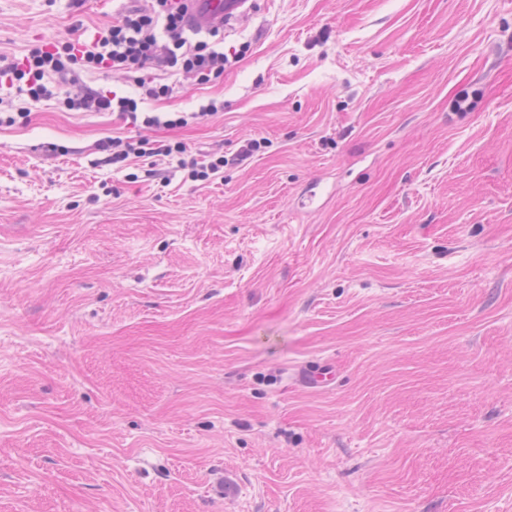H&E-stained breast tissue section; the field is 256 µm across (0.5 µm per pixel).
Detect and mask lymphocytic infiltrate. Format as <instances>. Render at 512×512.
<instances>
[{"mask_svg":"<svg viewBox=\"0 0 512 512\" xmlns=\"http://www.w3.org/2000/svg\"><path fill=\"white\" fill-rule=\"evenodd\" d=\"M184 10L181 0H146L145 5L122 11L111 25L96 28L87 41L35 44L18 62L1 55L0 80L15 85L17 92L25 94L31 102L58 98L67 110L113 112L129 124L145 129V136L134 140L115 137L102 142V164L120 168L137 159L165 161L173 164L175 170L185 172L190 180H209L228 163L247 160L256 148L255 143H247L229 159L217 154H197L184 143L169 144L148 136L149 131L179 128L190 120L214 116L220 110L213 101L200 106L197 112L175 117L146 108L148 101L173 91L172 86L158 83L157 72L182 75L204 84L220 76L228 61L222 30L216 28L204 38L190 40L182 25ZM85 69L121 73L133 91L120 96L112 91L90 89L58 97V79L78 83L79 74Z\"/></svg>","mask_w":512,"mask_h":512,"instance_id":"lymphocytic-infiltrate-1","label":"lymphocytic infiltrate"}]
</instances>
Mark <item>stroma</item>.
Listing matches in <instances>:
<instances>
[{"label": "stroma", "instance_id": "1", "mask_svg": "<svg viewBox=\"0 0 512 512\" xmlns=\"http://www.w3.org/2000/svg\"><path fill=\"white\" fill-rule=\"evenodd\" d=\"M129 0H0V53ZM161 131L0 125V512H512V0H253ZM336 367L314 390L304 368ZM256 143L249 142L232 158L217 155V153L209 155H201L193 153L190 148L181 142L173 145L165 143V140L151 139L146 136H139L137 139L113 137L99 145V152L105 153V156L98 159V163L104 165L116 166L121 168L127 162L141 159L148 161L151 166V172H154L153 166L159 165L157 161L167 163L168 168L173 171H183L187 174V179L191 181H207L212 176L223 171L224 166L230 164H239L247 160L255 151ZM175 163V165H174Z\"/></svg>", "mask_w": 512, "mask_h": 512}]
</instances>
